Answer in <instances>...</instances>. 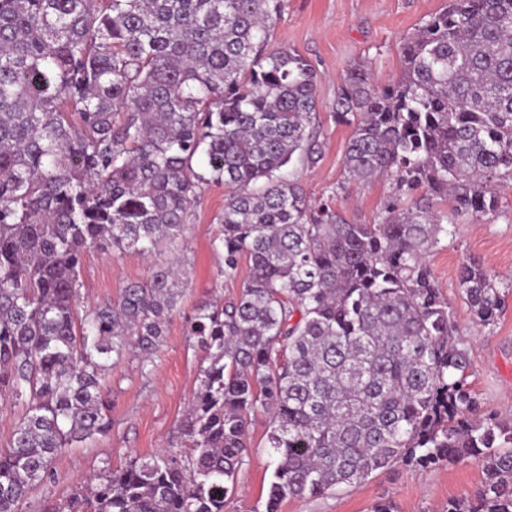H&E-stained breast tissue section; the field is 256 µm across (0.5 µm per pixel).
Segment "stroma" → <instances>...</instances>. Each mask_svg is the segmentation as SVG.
<instances>
[{
  "instance_id": "1",
  "label": "stroma",
  "mask_w": 512,
  "mask_h": 512,
  "mask_svg": "<svg viewBox=\"0 0 512 512\" xmlns=\"http://www.w3.org/2000/svg\"><path fill=\"white\" fill-rule=\"evenodd\" d=\"M444 5L445 0H285L284 12L271 29V42L307 58L320 76L317 97L325 153L315 168L299 172L311 201L326 197L340 181L352 134L351 126L336 123L331 114L341 75L349 65L362 62L376 85L399 76L404 39ZM391 190L386 180L354 184L338 198L336 207L350 223L370 224ZM227 194L224 185H206L193 208L184 248L182 312L172 318L157 356L145 364L130 354L112 368L111 431L63 449L52 465L51 481L29 493L21 512H46L48 505L65 498L86 477L167 449L177 436L179 421L199 383L203 357L185 341V317L201 304L234 298L241 288L240 280L218 279L221 259L210 246L215 218L223 211ZM500 195L501 214L495 222L476 216L463 219L453 241L432 252L429 264L469 354L471 391L483 410L512 416V296L496 325L485 330L473 323L457 288L458 267L467 254L512 281V180L502 184ZM152 266V261L132 251L90 250L81 269V305L116 299L127 283L147 279ZM267 429L264 413L252 415L248 454L226 512L263 510L271 474ZM482 479L480 467L469 459L431 469L397 464L337 495L284 501L281 512H370L383 499L391 500L396 512H443L450 500L473 496Z\"/></svg>"
}]
</instances>
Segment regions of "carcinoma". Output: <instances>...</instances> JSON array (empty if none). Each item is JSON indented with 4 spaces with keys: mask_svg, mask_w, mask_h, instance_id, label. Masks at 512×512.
<instances>
[{
    "mask_svg": "<svg viewBox=\"0 0 512 512\" xmlns=\"http://www.w3.org/2000/svg\"><path fill=\"white\" fill-rule=\"evenodd\" d=\"M284 0H0V396L23 404L0 451V512L52 460L112 429L107 378L149 361L181 313L191 206L230 189L211 240L239 295L186 317L203 352L178 425L185 453L107 468L48 512H224L250 414L269 417L263 512L401 463L475 461L444 512H512V420L484 412L429 265L460 217L493 222L512 176V0H448L383 86L354 63L333 104L353 126L343 180L313 203L297 168L324 154L318 72L270 44ZM388 178L371 224L335 200ZM90 249L169 259L78 308ZM458 288L495 325L512 284L466 257Z\"/></svg>",
    "mask_w": 512,
    "mask_h": 512,
    "instance_id": "cac0c4a2",
    "label": "carcinoma"
}]
</instances>
